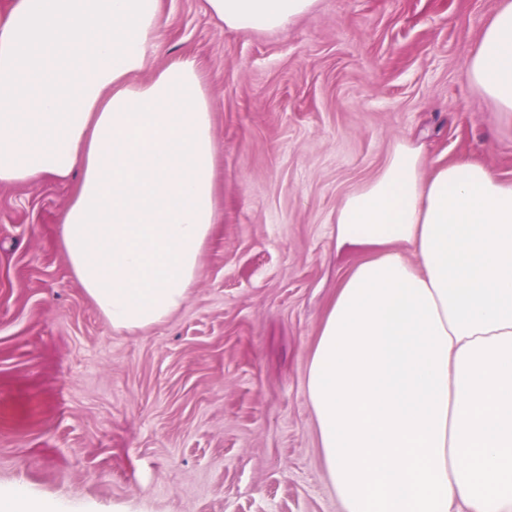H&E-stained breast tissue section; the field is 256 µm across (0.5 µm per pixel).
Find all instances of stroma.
<instances>
[{
    "label": "stroma",
    "instance_id": "35a3bbf8",
    "mask_svg": "<svg viewBox=\"0 0 512 512\" xmlns=\"http://www.w3.org/2000/svg\"><path fill=\"white\" fill-rule=\"evenodd\" d=\"M498 3L318 0L247 32L163 0L149 67L202 66L222 221L184 305L117 331L59 244L77 181L0 187V491L56 512H341L305 394L352 262L336 212L402 137L425 170L466 159L512 181V112L467 66Z\"/></svg>",
    "mask_w": 512,
    "mask_h": 512
}]
</instances>
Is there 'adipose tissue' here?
<instances>
[{
    "instance_id": "obj_1",
    "label": "adipose tissue",
    "mask_w": 512,
    "mask_h": 512,
    "mask_svg": "<svg viewBox=\"0 0 512 512\" xmlns=\"http://www.w3.org/2000/svg\"><path fill=\"white\" fill-rule=\"evenodd\" d=\"M226 28L274 32L317 0H206ZM162 0H15L0 17V185L79 173L62 212L70 267L113 329L186 301L218 222L214 104L196 58L141 79ZM512 112V0L468 61ZM358 260L306 376L343 512H512V182L453 161L424 173L399 140L336 213Z\"/></svg>"
}]
</instances>
